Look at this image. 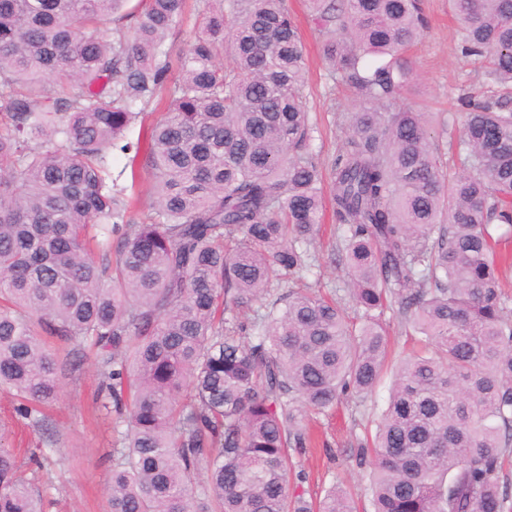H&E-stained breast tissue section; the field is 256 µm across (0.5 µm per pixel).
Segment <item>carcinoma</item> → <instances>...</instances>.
I'll return each instance as SVG.
<instances>
[{"label":"carcinoma","instance_id":"carcinoma-1","mask_svg":"<svg viewBox=\"0 0 512 512\" xmlns=\"http://www.w3.org/2000/svg\"><path fill=\"white\" fill-rule=\"evenodd\" d=\"M0 0V388L29 419L89 346L116 435L108 512H355L333 486L290 490L304 425L371 395L386 313L421 337L361 443L373 512H512V319L498 246L512 239V96L471 104L448 172L413 87L420 0H307L329 79L352 89L328 162L356 317L296 288L317 259L322 167L305 45L286 0ZM462 54L512 90V0H448ZM129 27H120L123 22ZM119 24L107 39L106 24ZM233 66L224 68V55ZM165 113L126 132L160 95ZM128 157L130 188L109 158ZM151 222L135 218L142 176ZM254 311L246 323L240 312ZM206 470L195 488L192 475ZM0 446V512H43ZM196 0H188L184 21L180 29H176L175 32L169 36L167 42L172 49L173 55L179 53L184 47L186 41L194 32V24L196 21Z\"/></svg>","mask_w":512,"mask_h":512}]
</instances>
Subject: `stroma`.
Wrapping results in <instances>:
<instances>
[{
	"instance_id": "obj_1",
	"label": "stroma",
	"mask_w": 512,
	"mask_h": 512,
	"mask_svg": "<svg viewBox=\"0 0 512 512\" xmlns=\"http://www.w3.org/2000/svg\"><path fill=\"white\" fill-rule=\"evenodd\" d=\"M288 5L306 44L307 107L318 127L315 147L325 162L340 145L348 115L359 103L351 92L329 80L328 64L304 0H288ZM424 10L429 28L409 54L418 81L400 102L425 112L447 113L449 127L455 128L462 121L460 96L466 92L479 96L487 87L478 64L461 53L459 22L448 0H424ZM391 384V376H384L371 396H344L333 410L313 416L312 424L321 432L324 445L300 458L303 489L320 494L339 484L358 512H369L367 479L356 465V454L359 442L373 427V411L384 406ZM97 385L96 368L85 349L77 369L63 378L58 401L45 408V420L19 419L14 396L0 391V440L39 457V475L47 480L42 487L46 512L108 510L104 489L112 476V419L96 403Z\"/></svg>"
}]
</instances>
